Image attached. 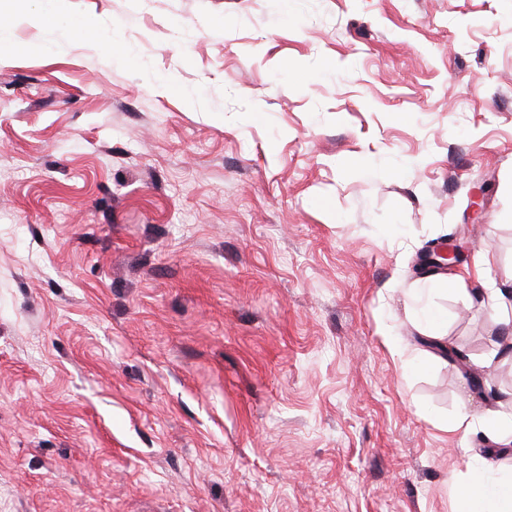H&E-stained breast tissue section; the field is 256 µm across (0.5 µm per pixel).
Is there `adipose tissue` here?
<instances>
[{"instance_id":"ef3b65f1","label":"adipose tissue","mask_w":512,"mask_h":512,"mask_svg":"<svg viewBox=\"0 0 512 512\" xmlns=\"http://www.w3.org/2000/svg\"><path fill=\"white\" fill-rule=\"evenodd\" d=\"M457 512H512V479L500 476L491 461L477 459L470 481L457 487Z\"/></svg>"}]
</instances>
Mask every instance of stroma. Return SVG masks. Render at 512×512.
I'll return each instance as SVG.
<instances>
[{
  "mask_svg": "<svg viewBox=\"0 0 512 512\" xmlns=\"http://www.w3.org/2000/svg\"><path fill=\"white\" fill-rule=\"evenodd\" d=\"M13 3L0 512H457L444 349L512 396V304L430 284H512V0ZM455 239H448V243H441L427 249L420 258L419 265L432 268H448L459 264L464 256L463 249L455 243Z\"/></svg>",
  "mask_w": 512,
  "mask_h": 512,
  "instance_id": "stroma-1",
  "label": "stroma"
}]
</instances>
